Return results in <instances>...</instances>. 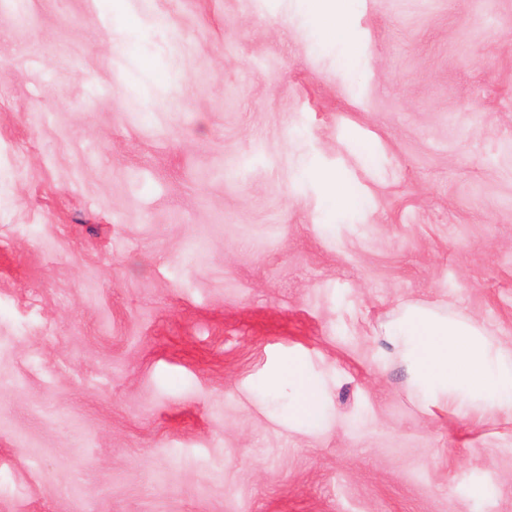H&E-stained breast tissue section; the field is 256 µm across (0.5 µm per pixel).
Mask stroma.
<instances>
[{"instance_id":"35a3bbf8","label":"stroma","mask_w":512,"mask_h":512,"mask_svg":"<svg viewBox=\"0 0 512 512\" xmlns=\"http://www.w3.org/2000/svg\"><path fill=\"white\" fill-rule=\"evenodd\" d=\"M111 2L0 0V512H512V406L383 334L512 347V0H354L344 76L302 0ZM291 357L319 430L259 391ZM308 176L324 186L329 199L336 205V209L344 210L352 205V188L344 176L322 172L318 169H310ZM385 336L404 350L416 381L448 408L512 401V350L490 343L476 323L404 306Z\"/></svg>"}]
</instances>
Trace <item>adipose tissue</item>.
Returning <instances> with one entry per match:
<instances>
[{
  "label": "adipose tissue",
  "mask_w": 512,
  "mask_h": 512,
  "mask_svg": "<svg viewBox=\"0 0 512 512\" xmlns=\"http://www.w3.org/2000/svg\"><path fill=\"white\" fill-rule=\"evenodd\" d=\"M310 28L318 42L336 40L346 65H358L364 51L352 23L351 0H306ZM389 341L401 347L416 381L434 401L449 408L512 401V350L490 343L480 326L434 309L404 306L388 324ZM291 390L288 417L319 429L326 416L319 375L291 359L267 377L263 392L271 397Z\"/></svg>",
  "instance_id": "ef3b65f1"
}]
</instances>
